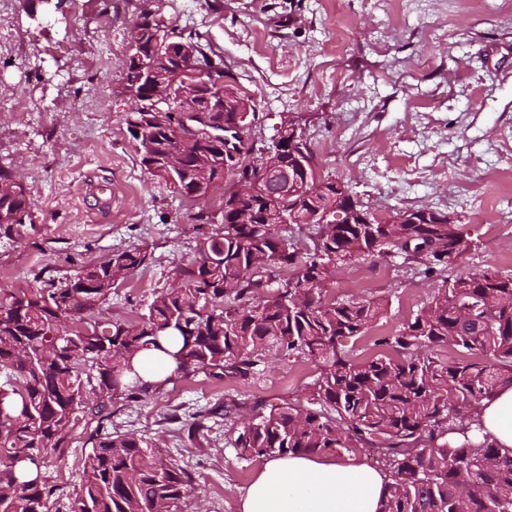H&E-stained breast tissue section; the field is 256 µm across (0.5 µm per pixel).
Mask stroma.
Wrapping results in <instances>:
<instances>
[{
    "instance_id": "obj_1",
    "label": "stroma",
    "mask_w": 512,
    "mask_h": 512,
    "mask_svg": "<svg viewBox=\"0 0 512 512\" xmlns=\"http://www.w3.org/2000/svg\"><path fill=\"white\" fill-rule=\"evenodd\" d=\"M143 11L223 55L255 105L254 148L294 120L322 177L343 180L377 217L447 213L474 243L459 273H512V0H41L32 12L6 0L0 168L28 188L37 230L0 245V287H37L113 249L142 247L152 264L102 308L128 318L195 258L194 214L204 208L221 222L233 176L203 202L176 197L141 165L127 131L133 103L120 93L121 72ZM441 282L402 257H370L332 269L326 290L385 298L376 329L391 332ZM316 371L270 353L246 380L199 374L139 403L113 400L102 425L149 439L190 473L193 492L178 512H237L262 464L228 442L245 414L193 437L181 415L208 403L302 402ZM90 430L80 413L69 443L45 459L50 512H67Z\"/></svg>"
}]
</instances>
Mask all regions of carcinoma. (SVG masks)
<instances>
[{"mask_svg":"<svg viewBox=\"0 0 512 512\" xmlns=\"http://www.w3.org/2000/svg\"><path fill=\"white\" fill-rule=\"evenodd\" d=\"M194 64L223 77L224 57L192 38ZM169 76L180 69L168 48L149 40L126 58L122 84L141 89V62ZM224 97L238 112H210L195 137L173 113L153 124L147 112L125 116L127 132L148 172L175 195L207 198V187L237 181L272 159L249 161L244 132L255 121L251 98L233 82ZM205 154V163L199 154ZM0 242L17 243L35 230L29 191L0 170ZM266 193L224 194V228L202 232L198 257L178 265L174 285L153 294L134 318L100 321L112 288L147 267L152 254L119 248L71 277L39 288H0V512H49L41 481L49 451L62 448L76 426L84 395L96 394L95 414L112 400L137 402L162 386L142 382L132 359L168 339L179 359L167 378L197 373L222 381L256 374L260 356L303 358L319 366L307 404L255 403L253 416L231 429L243 460L279 455L340 458L359 448L378 450L389 478L378 512H512V449L504 452L472 432L479 407L498 388L512 386V274L487 269L454 275L473 241L452 224L336 223V184L316 170L278 210L322 213L324 224H298L312 246L273 236L263 222ZM257 223L235 224L237 211ZM447 274L414 319L374 337L376 352L357 360L339 348L342 337L363 336L385 315L383 298H328L330 265L373 255L375 244ZM288 278L276 280L274 273ZM456 355L443 359L438 351ZM82 457V474L68 512H165L187 498L191 475L133 434L96 428Z\"/></svg>","mask_w":512,"mask_h":512,"instance_id":"1","label":"carcinoma"}]
</instances>
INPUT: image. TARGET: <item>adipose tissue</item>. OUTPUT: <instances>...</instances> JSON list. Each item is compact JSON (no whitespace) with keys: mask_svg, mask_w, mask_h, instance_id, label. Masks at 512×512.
Wrapping results in <instances>:
<instances>
[{"mask_svg":"<svg viewBox=\"0 0 512 512\" xmlns=\"http://www.w3.org/2000/svg\"><path fill=\"white\" fill-rule=\"evenodd\" d=\"M485 433L512 448V386L480 405ZM384 474L357 461L323 456H275L264 461L239 498L238 512H378Z\"/></svg>","mask_w":512,"mask_h":512,"instance_id":"adipose-tissue-1","label":"adipose tissue"}]
</instances>
